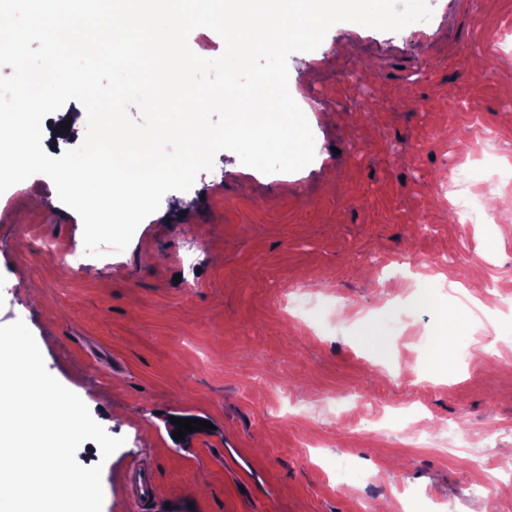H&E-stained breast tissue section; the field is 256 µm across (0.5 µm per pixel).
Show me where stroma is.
Returning a JSON list of instances; mask_svg holds the SVG:
<instances>
[{
    "mask_svg": "<svg viewBox=\"0 0 512 512\" xmlns=\"http://www.w3.org/2000/svg\"><path fill=\"white\" fill-rule=\"evenodd\" d=\"M397 32L335 25L288 58L318 106L315 157L265 174L219 151L167 193L128 247L79 270L45 249L82 243L80 216L36 174L0 194V326L24 321L50 374L123 445L102 458V512H480L470 482L512 448V310L416 291L411 258L451 252L445 275L512 291V0H428ZM52 154L81 145L75 100ZM196 205L183 210L184 197ZM316 306L295 317L288 291ZM395 409L456 424L473 446L421 448ZM209 429L173 439L175 419ZM147 458L137 505L123 476Z\"/></svg>",
    "mask_w": 512,
    "mask_h": 512,
    "instance_id": "35a3bbf8",
    "label": "stroma"
}]
</instances>
